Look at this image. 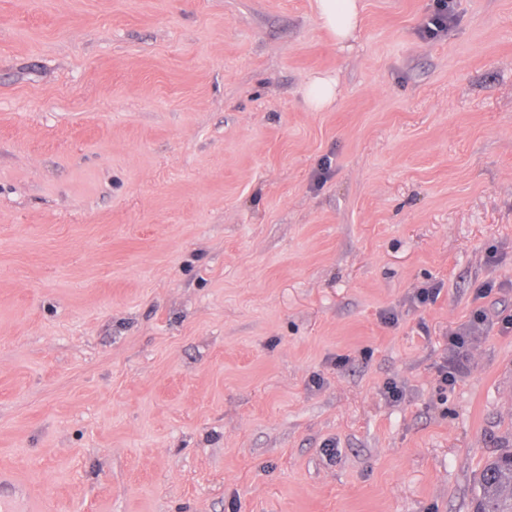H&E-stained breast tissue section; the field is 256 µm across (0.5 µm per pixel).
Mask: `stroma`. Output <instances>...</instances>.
<instances>
[{"instance_id": "obj_1", "label": "stroma", "mask_w": 512, "mask_h": 512, "mask_svg": "<svg viewBox=\"0 0 512 512\" xmlns=\"http://www.w3.org/2000/svg\"><path fill=\"white\" fill-rule=\"evenodd\" d=\"M361 2L342 50L314 0H0V469L40 512H473L512 0L435 39L434 0ZM336 77L329 73H317L308 82L305 97L310 109L319 112L329 108L336 100Z\"/></svg>"}]
</instances>
